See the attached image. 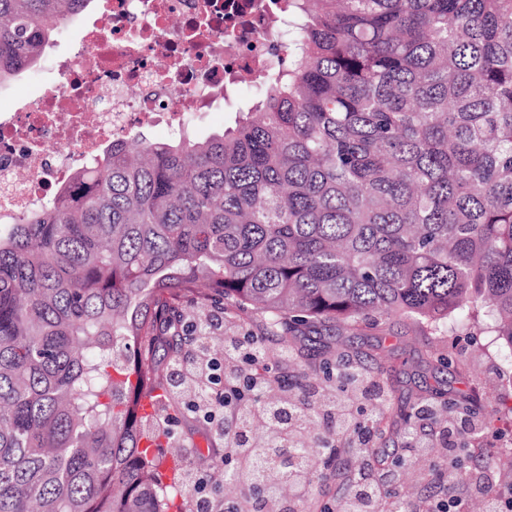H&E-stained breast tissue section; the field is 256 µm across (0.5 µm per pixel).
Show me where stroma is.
Instances as JSON below:
<instances>
[{
    "label": "stroma",
    "instance_id": "1",
    "mask_svg": "<svg viewBox=\"0 0 512 512\" xmlns=\"http://www.w3.org/2000/svg\"><path fill=\"white\" fill-rule=\"evenodd\" d=\"M74 38L58 34L35 66L34 76L20 75L0 89V95L23 100L36 97L50 80L54 56L68 53ZM220 329L228 336L245 333L262 338L270 353L282 347L279 337L273 336L259 314L225 310L218 315ZM296 345L304 357H290L288 362L274 363L275 375L295 381L314 375L322 361L334 364L349 362L374 369L375 380L385 388L388 402L379 428L386 439L398 442L403 437L402 416L411 404L423 403L428 396L421 391V376L431 374L438 354L448 355L453 369L448 372V386L477 397V431L459 436L472 456L471 461L457 468L455 494L460 512H481L482 504L473 497L470 484L474 476L485 469L499 471L502 483L512 482V348L494 331V319L487 312L475 315L460 314L449 323L446 333L425 335L419 325L392 324L390 332L364 329L362 335L329 337L311 331L297 338ZM176 444L189 466L195 470H225L224 461L206 465L200 461L199 449L207 448L216 439L215 430L182 420L173 424ZM439 456H407L403 467L397 469L391 485L398 498L416 503L439 497L435 468ZM362 464L353 452H346L330 466V476L314 480L309 494L301 504L302 512H336V499L343 483Z\"/></svg>",
    "mask_w": 512,
    "mask_h": 512
}]
</instances>
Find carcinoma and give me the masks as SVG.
<instances>
[{
    "label": "carcinoma",
    "instance_id": "obj_1",
    "mask_svg": "<svg viewBox=\"0 0 512 512\" xmlns=\"http://www.w3.org/2000/svg\"><path fill=\"white\" fill-rule=\"evenodd\" d=\"M92 0H0V86ZM288 66L221 134L140 133L0 225V512H181L182 458L146 421L184 411L189 295L293 340L489 308L512 346V0H288ZM360 376L349 399L383 388ZM246 453L311 484L324 386Z\"/></svg>",
    "mask_w": 512,
    "mask_h": 512
}]
</instances>
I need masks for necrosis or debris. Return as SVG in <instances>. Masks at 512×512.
I'll return each instance as SVG.
<instances>
[{
    "mask_svg": "<svg viewBox=\"0 0 512 512\" xmlns=\"http://www.w3.org/2000/svg\"><path fill=\"white\" fill-rule=\"evenodd\" d=\"M284 0H101L56 85L0 113V224L67 185L138 128L198 124L233 75L284 64Z\"/></svg>",
    "mask_w": 512,
    "mask_h": 512,
    "instance_id": "4bbe7bcc",
    "label": "necrosis or debris"
}]
</instances>
